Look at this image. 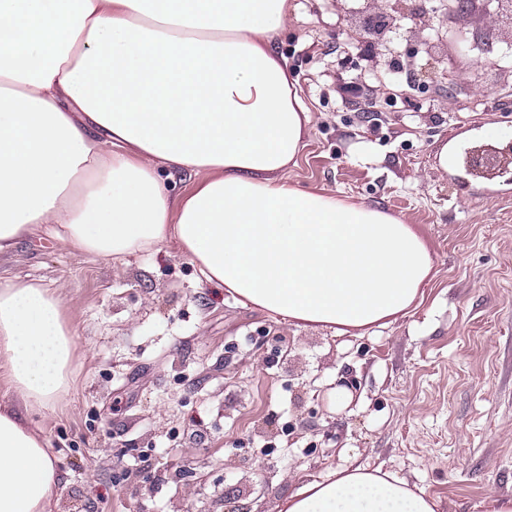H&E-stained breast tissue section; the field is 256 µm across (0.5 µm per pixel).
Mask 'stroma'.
I'll use <instances>...</instances> for the list:
<instances>
[{
	"mask_svg": "<svg viewBox=\"0 0 512 512\" xmlns=\"http://www.w3.org/2000/svg\"><path fill=\"white\" fill-rule=\"evenodd\" d=\"M279 49L310 109L290 182L404 218L435 275L381 329L338 335L227 301L172 245L126 261L77 256L35 234L0 255V277L58 290L78 359L71 395L36 415L60 450L53 512H277L301 483L341 468L394 473L474 512L512 496V184L442 168L450 142L512 160V71L465 65L447 90L413 88L425 61L395 51L403 96L367 111L345 93L371 40L335 0H293ZM354 398L336 411L329 393Z\"/></svg>",
	"mask_w": 512,
	"mask_h": 512,
	"instance_id": "obj_1",
	"label": "stroma"
}]
</instances>
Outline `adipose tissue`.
<instances>
[{"mask_svg":"<svg viewBox=\"0 0 512 512\" xmlns=\"http://www.w3.org/2000/svg\"><path fill=\"white\" fill-rule=\"evenodd\" d=\"M291 0H0V254L45 231L80 256L174 244L203 283L297 326L383 327L433 260L401 217L288 179L310 113L277 49ZM196 175L179 206L166 180ZM62 299L0 280V512H53L32 423L66 401ZM395 475L330 471L278 512H437Z\"/></svg>","mask_w":512,"mask_h":512,"instance_id":"obj_1","label":"adipose tissue"}]
</instances>
